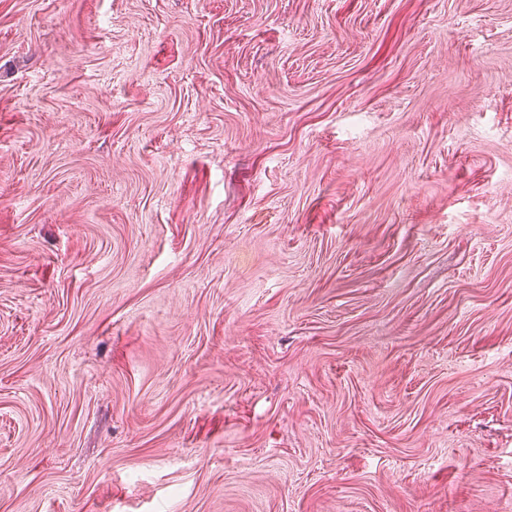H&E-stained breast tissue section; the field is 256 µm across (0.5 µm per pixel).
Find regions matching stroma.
Returning <instances> with one entry per match:
<instances>
[{"label": "stroma", "mask_w": 512, "mask_h": 512, "mask_svg": "<svg viewBox=\"0 0 512 512\" xmlns=\"http://www.w3.org/2000/svg\"><path fill=\"white\" fill-rule=\"evenodd\" d=\"M0 512H512V0H0Z\"/></svg>", "instance_id": "obj_1"}]
</instances>
